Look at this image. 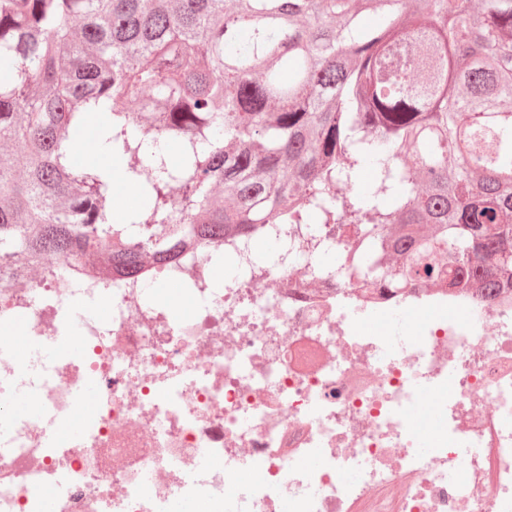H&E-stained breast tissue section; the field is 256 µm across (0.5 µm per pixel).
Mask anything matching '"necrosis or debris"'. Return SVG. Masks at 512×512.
<instances>
[{
  "label": "necrosis or debris",
  "instance_id": "4bbe7bcc",
  "mask_svg": "<svg viewBox=\"0 0 512 512\" xmlns=\"http://www.w3.org/2000/svg\"><path fill=\"white\" fill-rule=\"evenodd\" d=\"M217 250L252 258L221 242L0 289V320L56 347L23 361L0 335V512H512V295L341 285L298 256L215 288ZM22 391L36 413L8 406ZM61 417L81 431L54 443Z\"/></svg>",
  "mask_w": 512,
  "mask_h": 512
}]
</instances>
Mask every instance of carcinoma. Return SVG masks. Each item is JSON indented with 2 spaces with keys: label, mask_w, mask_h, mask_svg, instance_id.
<instances>
[{
  "label": "carcinoma",
  "mask_w": 512,
  "mask_h": 512,
  "mask_svg": "<svg viewBox=\"0 0 512 512\" xmlns=\"http://www.w3.org/2000/svg\"><path fill=\"white\" fill-rule=\"evenodd\" d=\"M281 224L344 282L508 292L512 0H0V288ZM94 128L87 127L84 134L77 142V153L80 160L89 165L106 166L109 167L108 180L112 190V206L116 207L117 213L125 212L129 208L134 207L138 202L137 193L133 194L128 184L123 181L118 175V181L112 186V178L114 179V172L112 175L113 161L108 157L100 154L93 146ZM112 163V164H111Z\"/></svg>",
  "instance_id": "1"
}]
</instances>
